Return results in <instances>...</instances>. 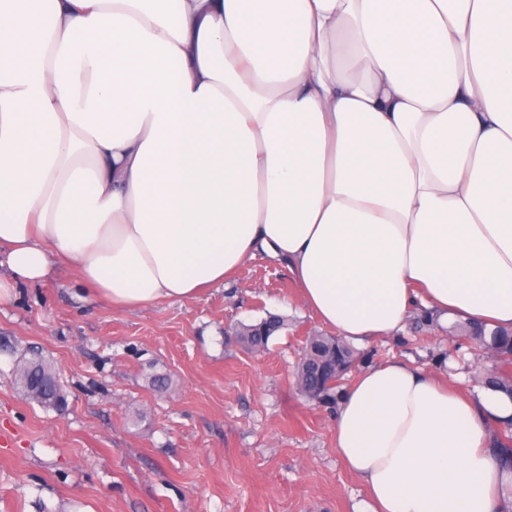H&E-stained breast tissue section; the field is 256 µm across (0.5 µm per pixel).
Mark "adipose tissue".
I'll return each mask as SVG.
<instances>
[{
	"label": "adipose tissue",
	"instance_id": "obj_1",
	"mask_svg": "<svg viewBox=\"0 0 512 512\" xmlns=\"http://www.w3.org/2000/svg\"><path fill=\"white\" fill-rule=\"evenodd\" d=\"M359 345L512 329V0H0V268L118 309L257 255ZM512 397L402 361L345 387L366 512H512ZM492 448L500 462L512 467V423L502 426L494 438Z\"/></svg>",
	"mask_w": 512,
	"mask_h": 512
}]
</instances>
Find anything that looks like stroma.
Wrapping results in <instances>:
<instances>
[{
    "mask_svg": "<svg viewBox=\"0 0 512 512\" xmlns=\"http://www.w3.org/2000/svg\"><path fill=\"white\" fill-rule=\"evenodd\" d=\"M270 315L286 326L264 352L224 334ZM330 332L287 267L262 258L196 299L133 310L92 302L71 262L14 286L0 301V512H362L363 484L334 445L336 404L306 401L295 380L306 337ZM29 346L58 369L65 412L16 387ZM390 360L465 392L495 364L418 318L358 350L361 367Z\"/></svg>",
    "mask_w": 512,
    "mask_h": 512,
    "instance_id": "35a3bbf8",
    "label": "stroma"
}]
</instances>
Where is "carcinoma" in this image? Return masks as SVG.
I'll return each mask as SVG.
<instances>
[{"mask_svg":"<svg viewBox=\"0 0 512 512\" xmlns=\"http://www.w3.org/2000/svg\"><path fill=\"white\" fill-rule=\"evenodd\" d=\"M284 326V320L273 317L256 324L241 326L240 340L255 350L267 347L273 332ZM453 331L459 337L491 354L497 363L495 374L485 378L484 385L499 389L512 397V332L499 328L486 333L482 325L456 323ZM355 352L336 336L312 335L306 341L305 353L298 366L297 384L311 401H332L336 387L355 365ZM16 384L25 399L46 409L61 411L66 404V393L52 364L37 348L30 347L18 356ZM492 448L497 459L512 466V423L502 427L494 438Z\"/></svg>","mask_w":512,"mask_h":512,"instance_id":"cac0c4a2","label":"carcinoma"}]
</instances>
